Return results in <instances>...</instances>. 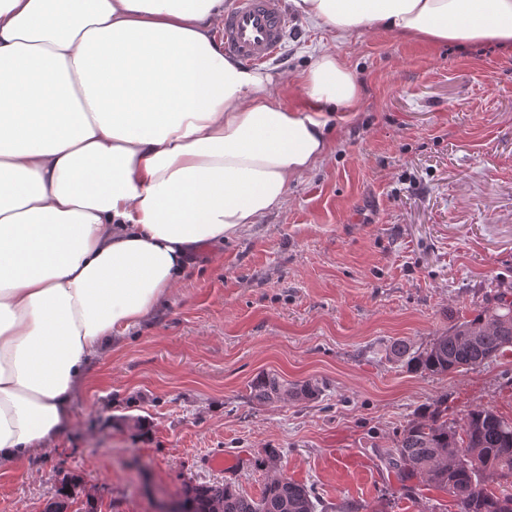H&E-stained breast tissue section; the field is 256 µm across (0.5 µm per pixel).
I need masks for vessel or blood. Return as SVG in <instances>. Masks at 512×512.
I'll return each mask as SVG.
<instances>
[{
    "instance_id": "1",
    "label": "vessel or blood",
    "mask_w": 512,
    "mask_h": 512,
    "mask_svg": "<svg viewBox=\"0 0 512 512\" xmlns=\"http://www.w3.org/2000/svg\"><path fill=\"white\" fill-rule=\"evenodd\" d=\"M288 29L283 0H232L218 32L225 55L248 64L268 62L282 46Z\"/></svg>"
}]
</instances>
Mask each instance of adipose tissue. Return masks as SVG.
I'll return each instance as SVG.
<instances>
[{
  "instance_id": "obj_1",
  "label": "adipose tissue",
  "mask_w": 512,
  "mask_h": 512,
  "mask_svg": "<svg viewBox=\"0 0 512 512\" xmlns=\"http://www.w3.org/2000/svg\"><path fill=\"white\" fill-rule=\"evenodd\" d=\"M348 39L375 26L512 51V0H291ZM224 0H0V467L72 419L93 358L176 286L192 249L279 208L355 109L336 55L278 78L227 58Z\"/></svg>"
}]
</instances>
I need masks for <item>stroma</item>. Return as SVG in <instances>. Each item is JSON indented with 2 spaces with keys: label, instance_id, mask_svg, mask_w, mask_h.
I'll list each match as a JSON object with an SVG mask.
<instances>
[{
  "label": "stroma",
  "instance_id": "35a3bbf8",
  "mask_svg": "<svg viewBox=\"0 0 512 512\" xmlns=\"http://www.w3.org/2000/svg\"><path fill=\"white\" fill-rule=\"evenodd\" d=\"M291 19L267 72L297 76L332 52L361 87L356 111L324 110L330 158L290 182L260 223L188 255L180 284L91 363L56 445L0 468V512H45L66 476L102 512H156L189 483L229 482L256 498L279 473L327 512L348 501L448 512V496L423 482L401 489L382 451L443 393L455 412L512 418V354L434 377L386 355L393 340L424 346L512 290V52L376 29L347 40ZM262 371L323 389L260 404L249 383ZM268 448L277 469L258 465ZM219 451L223 471L207 465Z\"/></svg>",
  "mask_w": 512,
  "mask_h": 512
}]
</instances>
